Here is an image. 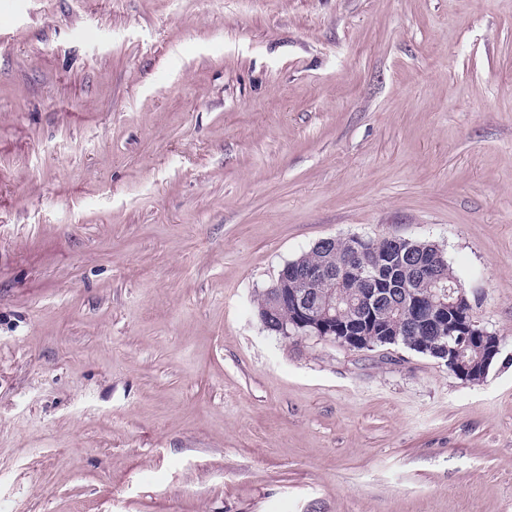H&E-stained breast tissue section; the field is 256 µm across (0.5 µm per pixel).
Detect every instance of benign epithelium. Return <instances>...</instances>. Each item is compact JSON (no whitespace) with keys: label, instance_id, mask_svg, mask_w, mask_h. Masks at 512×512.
Instances as JSON below:
<instances>
[{"label":"benign epithelium","instance_id":"1","mask_svg":"<svg viewBox=\"0 0 512 512\" xmlns=\"http://www.w3.org/2000/svg\"><path fill=\"white\" fill-rule=\"evenodd\" d=\"M392 245L396 246V249L384 254L374 266L364 264L356 251L351 253L346 264L338 270L324 266L286 263L278 273L277 284L268 289L273 301L289 302L294 309V320L291 324L279 328L281 336L290 337L295 329L310 325L314 327L316 337L331 343L338 340L336 331L325 327V322L334 318L332 308L335 304L328 302L321 308L312 304L310 291L319 285L339 299L345 295L347 289L354 287L355 283L364 284L363 305L359 313L350 319L349 330H358L381 318L382 298L386 293L385 289L379 287V282L383 281L384 269L395 264L403 269L412 259V254L398 248V241H392ZM415 268L416 277L403 292V310L407 327L415 331L441 329L443 319L450 317L456 321L454 327L459 330V335L453 337L451 345L446 342L431 345V353L445 360L448 370L463 380L467 379L471 372V365L463 358L462 349L477 351L483 367H488L501 351L500 339L485 330L473 328L474 321L469 311L472 301L468 289L459 288L455 294L445 292L425 302L419 295L420 286L432 278V270L420 261L416 263ZM290 280L296 287H288ZM446 296L450 297V300H444Z\"/></svg>","mask_w":512,"mask_h":512}]
</instances>
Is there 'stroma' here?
Instances as JSON below:
<instances>
[{"instance_id":"35a3bbf8","label":"stroma","mask_w":512,"mask_h":512,"mask_svg":"<svg viewBox=\"0 0 512 512\" xmlns=\"http://www.w3.org/2000/svg\"><path fill=\"white\" fill-rule=\"evenodd\" d=\"M387 234L483 380L264 328ZM0 512H512V0H0ZM257 309L259 315L268 319L272 328H275V324L288 323L293 319V311L288 305H275L264 293L258 298Z\"/></svg>"}]
</instances>
